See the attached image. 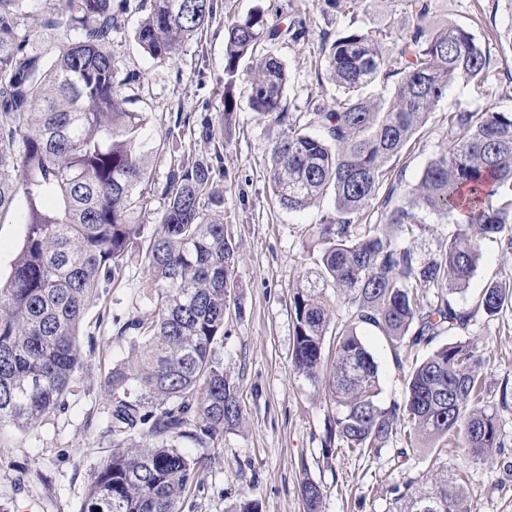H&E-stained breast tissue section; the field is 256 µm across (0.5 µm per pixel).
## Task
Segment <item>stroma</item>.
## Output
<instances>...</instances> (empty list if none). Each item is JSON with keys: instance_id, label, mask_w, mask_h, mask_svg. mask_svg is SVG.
I'll list each match as a JSON object with an SVG mask.
<instances>
[{"instance_id": "1", "label": "stroma", "mask_w": 512, "mask_h": 512, "mask_svg": "<svg viewBox=\"0 0 512 512\" xmlns=\"http://www.w3.org/2000/svg\"><path fill=\"white\" fill-rule=\"evenodd\" d=\"M438 26L459 25L486 42L494 61L489 85L458 81L431 112L416 135L414 147L393 158L405 182H415L428 161L447 149V117L456 110L483 112L512 104V50L494 35L512 27L507 0H427ZM213 22L189 40L179 57L161 64L136 45V18L112 34V54L122 74L132 80L124 95L148 118L151 153L147 165L157 186H164L172 167L223 157L224 174L213 188L224 196V231L235 252L236 305L224 322L219 355L224 371L238 384L242 421L208 448L184 445L185 453L205 457L204 485L192 489L183 512H233L244 499L257 501L260 512H305L303 480L321 485V512H395L391 487L422 475L434 458L458 463L455 448L420 449L402 456L403 439L390 441L372 459L324 444L334 409L324 384H312L292 365L296 288L317 272L320 246L315 226L333 212L324 201L302 212L278 207L269 190L270 148L287 128L273 127L248 104L247 82L234 88L238 109L229 132L203 140L189 127L177 128L179 150L163 148L178 113L197 117L221 112L224 101V19L245 17L256 7L268 10L270 23L286 27L291 18L305 19L308 42L280 40L275 51L288 71L284 103L289 111H305L314 103L329 107L340 89L322 72V38L336 39L347 25L403 32L416 21L408 0H340L336 9L318 0H221ZM175 127V126H174ZM146 243L125 258V280L105 300L94 301L79 327L85 364L71 385L68 407L35 427L0 425V512H80L91 464L108 454L104 401L99 375L113 363L131 357L129 335L120 327L150 315L152 303L142 285L148 277ZM512 273V253L493 241L482 245V260L467 290L455 295L459 307L472 306L482 290ZM379 366L382 406L404 404L406 375L426 346L394 349L375 328L357 329ZM467 338L481 350L485 399L497 404V422L512 458V404H498L504 384L512 385V313L471 325ZM466 491L475 512H512V471L489 459L466 464Z\"/></svg>"}]
</instances>
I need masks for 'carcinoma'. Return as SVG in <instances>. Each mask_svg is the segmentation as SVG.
Listing matches in <instances>:
<instances>
[{"mask_svg": "<svg viewBox=\"0 0 512 512\" xmlns=\"http://www.w3.org/2000/svg\"><path fill=\"white\" fill-rule=\"evenodd\" d=\"M30 0H0V214L23 209V242L0 282V423L32 427L67 407L84 364L77 340L88 305L125 278L126 253L144 235L136 216L152 195L142 138L146 116L128 107L112 56V31L145 0H65L48 10L38 41L21 33ZM217 0H150L134 31L152 59L177 58L204 29ZM428 4L403 34L348 27L322 38L325 76L347 97L323 108L290 112L283 105L288 72L273 50L250 67L252 111L288 135L271 147L270 186L282 209L298 212L334 195V211L316 225L323 248L319 280L293 295L294 370L324 381L336 409L326 433L333 444L375 455L410 429L401 454L449 440L473 462L505 452L495 407L484 401L482 355L457 340L412 365L404 406L377 403L379 367L357 335L371 325L400 347L454 336L512 308V282L490 283L469 308L451 296L468 287L481 243L512 253V106L448 113L452 147L432 158L414 184L391 161L401 154L457 81L488 82L486 44L462 26L432 27ZM309 40L305 20L280 29L262 10L226 23L224 109L204 116L193 134L216 138L231 126L242 60L281 35ZM392 44L385 51L386 44ZM367 86L383 90L363 97ZM317 125L321 133L308 128ZM221 155L171 171L167 199L148 248L143 288L153 314L132 319V359L115 363L100 381L112 450L90 469L81 512H181L186 494L203 485L204 458L180 451L208 448L240 424L238 388L224 374V310L234 301V250L224 237V196L212 190ZM388 186L384 197L380 189ZM451 217L453 236L419 260L404 244L422 229L421 213ZM332 284L347 307L336 323L334 354L323 353ZM435 289L427 300L424 289ZM460 466L391 487L397 512H473ZM307 512L323 492L302 483Z\"/></svg>", "mask_w": 512, "mask_h": 512, "instance_id": "1", "label": "carcinoma"}]
</instances>
